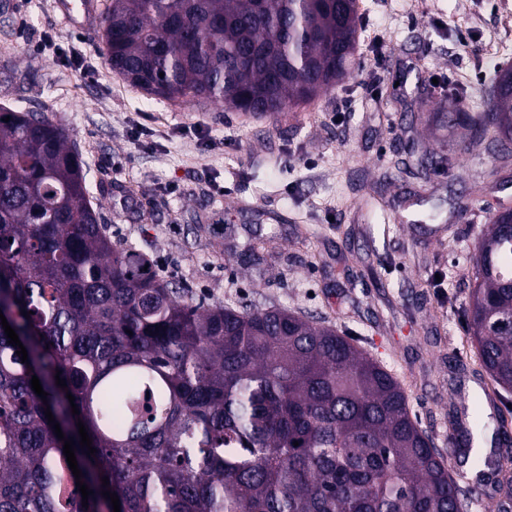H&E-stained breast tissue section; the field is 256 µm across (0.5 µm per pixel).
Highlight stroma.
Segmentation results:
<instances>
[{
	"label": "stroma",
	"instance_id": "stroma-1",
	"mask_svg": "<svg viewBox=\"0 0 512 512\" xmlns=\"http://www.w3.org/2000/svg\"><path fill=\"white\" fill-rule=\"evenodd\" d=\"M356 64L330 93L268 116L146 95L55 0H0V105L43 111L90 166L113 240L194 301L284 308L329 325L405 387L439 450L482 381L467 337L476 247L512 209V160L439 124L488 103L512 65V0H361ZM93 76H85V69ZM149 129V139L139 136ZM453 169L422 182L424 150ZM489 186L470 202L473 183ZM255 244L245 254L247 244Z\"/></svg>",
	"mask_w": 512,
	"mask_h": 512
}]
</instances>
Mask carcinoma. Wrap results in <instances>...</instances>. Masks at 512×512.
Wrapping results in <instances>:
<instances>
[{
    "label": "carcinoma",
    "instance_id": "carcinoma-1",
    "mask_svg": "<svg viewBox=\"0 0 512 512\" xmlns=\"http://www.w3.org/2000/svg\"><path fill=\"white\" fill-rule=\"evenodd\" d=\"M360 30L357 0H112L94 40L149 95L281 112L335 89ZM440 120L511 158L512 66L486 110L462 112L451 93ZM89 173L62 127L0 107V308L28 353L22 362L0 327V512H113L104 490L120 512H460L461 496L488 485L512 500L499 460L462 488L401 383L333 328L196 303L157 279L143 252L107 235ZM474 277L470 342L511 392V210L489 216ZM448 422L488 428L476 409Z\"/></svg>",
    "mask_w": 512,
    "mask_h": 512
}]
</instances>
